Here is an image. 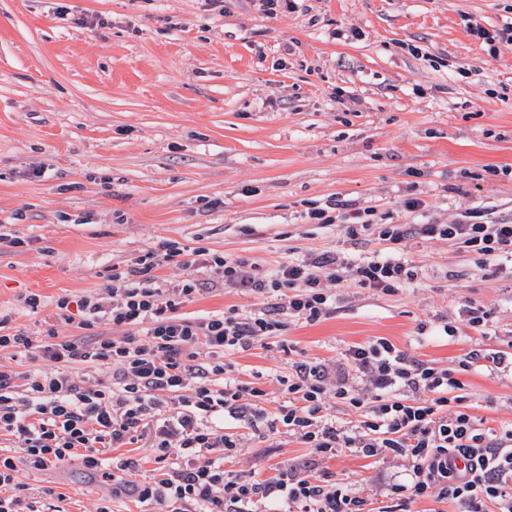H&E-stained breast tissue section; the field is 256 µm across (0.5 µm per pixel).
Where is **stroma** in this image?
I'll return each instance as SVG.
<instances>
[{"label":"stroma","instance_id":"35a3bbf8","mask_svg":"<svg viewBox=\"0 0 512 512\" xmlns=\"http://www.w3.org/2000/svg\"><path fill=\"white\" fill-rule=\"evenodd\" d=\"M477 24L511 27L512 0H298L273 16L259 0H0V222L23 240L0 243V331L44 339L57 299L104 294L109 268L166 240L265 268L343 248L340 227L307 217L329 203L372 208L376 224H448L474 208L512 220V43L486 42ZM405 253L418 287L345 283L334 314L233 355L241 380L260 377L267 412L290 361L375 338L439 367L474 348L512 354L511 277L445 241ZM30 294L41 307L24 306ZM465 295L490 310L488 337L462 327ZM256 304L226 288L182 312ZM464 380L480 415L512 423V373ZM307 454L272 434L224 467L261 481ZM104 456L137 483L157 473L151 448ZM320 467L372 501L404 474L347 452ZM19 478L38 512H170L113 494L78 456Z\"/></svg>","mask_w":512,"mask_h":512}]
</instances>
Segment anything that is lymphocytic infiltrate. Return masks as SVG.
<instances>
[{"instance_id": "f902f5d3", "label": "lymphocytic infiltrate", "mask_w": 512, "mask_h": 512, "mask_svg": "<svg viewBox=\"0 0 512 512\" xmlns=\"http://www.w3.org/2000/svg\"><path fill=\"white\" fill-rule=\"evenodd\" d=\"M308 217L342 224L347 240L371 237L382 247L363 256L313 253L264 270L246 257L204 248L188 254L164 242L134 265L113 268L110 304L89 296L74 307L58 299L55 317L69 334L53 328L38 343L21 332L0 333V351L48 363L23 374L0 364V435L13 437L20 450L0 454V512H35L12 493L19 462L41 470L78 454L96 467L104 449L141 441L155 448L162 468L135 493L177 504V512H261L269 504L277 512H409L418 500L449 504L453 512H512V425L489 426L460 378L485 359L492 370L511 371V355L474 349L455 367L437 368L383 338L354 344L331 365L292 362L272 414L266 391L240 380L229 360L280 335L292 319L320 321L346 279L383 294L413 284L404 249L416 235L446 241L474 255L480 268L512 276V221L473 210L452 224H374L367 212L349 217L332 207ZM168 265L199 266L210 276L168 284L155 274ZM221 286L255 294L260 303L247 312L181 314L184 304ZM103 320L126 337L95 334ZM335 403L359 411V420L338 421ZM228 421L237 435L225 434ZM263 426L295 436L308 460L260 482L226 471L225 458ZM345 450L406 460L405 478L387 485L385 504L368 508L364 497L320 470V461Z\"/></svg>"}]
</instances>
